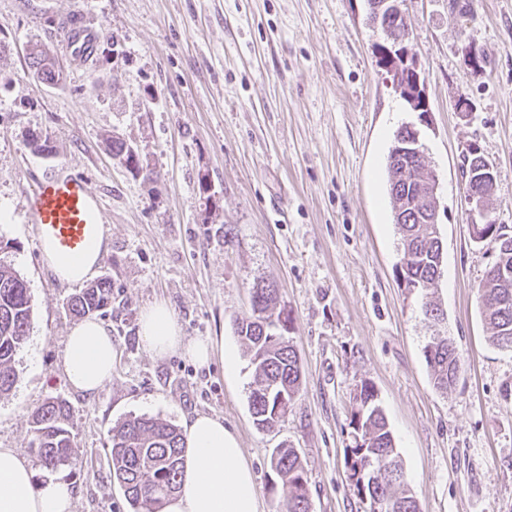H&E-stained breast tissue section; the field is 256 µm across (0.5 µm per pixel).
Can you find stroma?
Masks as SVG:
<instances>
[{
	"label": "stroma",
	"mask_w": 512,
	"mask_h": 512,
	"mask_svg": "<svg viewBox=\"0 0 512 512\" xmlns=\"http://www.w3.org/2000/svg\"><path fill=\"white\" fill-rule=\"evenodd\" d=\"M70 18L99 31L96 60L63 50ZM406 21L424 119L377 63L382 34L366 0H0V239L33 305L16 384L0 397V447L26 454L36 481L67 483L73 512H133L110 472L113 426L133 416L179 426L199 413L237 434L262 512L283 510L269 489L280 447L299 453L313 512H364L345 466L350 402L364 381L422 512H512V352L487 340L476 286L493 255L471 238L458 169L462 149L478 143L496 171L492 216L512 225V0L464 11L406 0ZM470 42L482 70L464 60ZM37 43L59 80L30 70ZM462 94L468 118L455 109ZM405 124L439 178L446 262L435 299L462 360L446 395L423 354L437 328L398 277L384 166ZM115 137L135 149L138 168L113 157ZM51 174L86 180L111 237L96 274L111 278L112 304L97 318L117 356L93 394L62 367L77 322L67 300L80 288L46 267L26 209ZM258 278L277 285L303 365L299 395L271 431L253 423L254 369L234 326ZM158 301L186 339L233 348L236 374L218 357L206 366L154 357L140 320ZM55 396L72 407L78 458L50 470L29 443L33 412Z\"/></svg>",
	"instance_id": "stroma-1"
}]
</instances>
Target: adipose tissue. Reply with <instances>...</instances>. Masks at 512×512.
<instances>
[{
  "instance_id": "adipose-tissue-1",
  "label": "adipose tissue",
  "mask_w": 512,
  "mask_h": 512,
  "mask_svg": "<svg viewBox=\"0 0 512 512\" xmlns=\"http://www.w3.org/2000/svg\"><path fill=\"white\" fill-rule=\"evenodd\" d=\"M109 248V236L96 224L84 250L75 256L58 254L45 245V259L65 283L80 285L90 279ZM140 333L148 349L163 358L181 353L192 361L208 364L221 352L224 371L234 374L233 349H216L212 340H184L170 308L162 302L147 307ZM114 343L100 321L86 319L74 325L66 339L63 370L70 385L82 392L98 391L112 378ZM186 452L184 475L177 493L163 512H262L255 476L246 463L237 436L221 419L198 414L183 424ZM0 512H72L67 484L33 481L30 463L13 448H0Z\"/></svg>"
}]
</instances>
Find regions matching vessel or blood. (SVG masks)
I'll return each instance as SVG.
<instances>
[{"mask_svg": "<svg viewBox=\"0 0 512 512\" xmlns=\"http://www.w3.org/2000/svg\"><path fill=\"white\" fill-rule=\"evenodd\" d=\"M93 38L92 32L69 29L62 42L70 54L81 58L89 54ZM28 210L38 238L63 255L81 252L91 225L103 221L99 202L77 176L61 175L37 183L28 198Z\"/></svg>", "mask_w": 512, "mask_h": 512, "instance_id": "b4317fda", "label": "vessel or blood"}]
</instances>
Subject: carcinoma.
I'll return each instance as SVG.
<instances>
[{
    "label": "carcinoma",
    "instance_id": "obj_1",
    "mask_svg": "<svg viewBox=\"0 0 512 512\" xmlns=\"http://www.w3.org/2000/svg\"><path fill=\"white\" fill-rule=\"evenodd\" d=\"M404 0H368L369 19L375 20L384 5L383 33L397 38L405 32ZM30 65L47 82L58 78L49 53L31 50ZM418 131L401 126L385 159L388 194L393 203V221L401 232L399 278L405 287L422 292L420 308L425 317L439 322L444 313L423 291L442 276L445 252L437 225L427 222L433 202L428 184L434 172L422 157L410 152L411 137ZM482 159L462 156V177L485 198H490L495 181L482 179ZM476 242L484 243L497 258L512 267V226L482 224ZM8 250H0V396L16 383L15 356L25 344L32 325V300L26 282L7 261ZM279 289L263 280L251 286L248 313L236 320V332L246 343L255 367V385L249 394L254 423L261 430L274 429L295 403L302 381L298 349L288 332L289 315L277 310ZM484 320L491 330L492 345L512 351V281L501 282L495 266H489L477 285ZM112 305V281L102 277L67 301L76 316H89ZM425 361L434 388L448 393L458 380L461 360L453 340L436 333L424 346ZM71 405L51 397L32 415L30 448L45 467L56 468L76 457V446L68 429ZM350 426L355 447L347 449L348 478L366 512H421L407 489L400 452L395 446L388 420L378 404L374 386L366 381L351 401ZM185 442L174 424L153 417H133L112 428V478L123 490L134 512H162L166 501L180 486L184 469ZM269 467L276 481L271 490L282 498L285 512H312L308 481L302 460L293 448L273 449Z\"/></svg>",
    "mask_w": 512,
    "mask_h": 512
}]
</instances>
